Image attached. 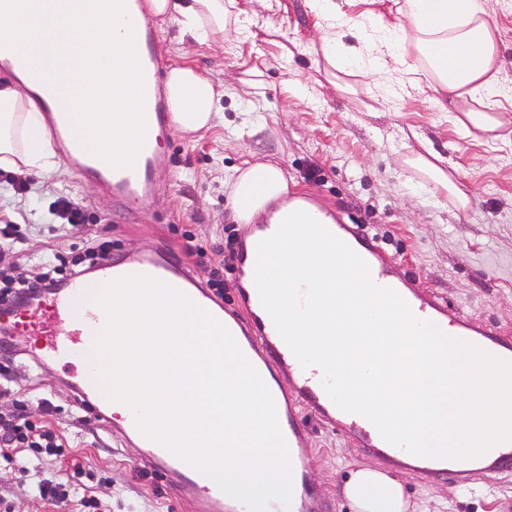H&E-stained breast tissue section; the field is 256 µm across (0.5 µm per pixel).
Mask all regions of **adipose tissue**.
<instances>
[{
	"mask_svg": "<svg viewBox=\"0 0 512 512\" xmlns=\"http://www.w3.org/2000/svg\"><path fill=\"white\" fill-rule=\"evenodd\" d=\"M176 10L183 28L200 44L223 43L230 31L224 0H189L172 6L171 0H150L154 15ZM396 25H383L374 18L362 23L364 40L385 46L392 63L407 56L428 64L430 86L464 100L463 115L480 130L498 127L497 118L483 110L484 100L499 91L501 59L495 27L489 21L483 0H405ZM327 64L339 71L365 73L374 62L362 47L319 37ZM172 119L181 131L209 128L221 115V93L207 74L189 67L173 68L167 80ZM54 174L60 160L52 133L33 100L14 85L0 83V166ZM288 192L283 171L269 163L241 169L231 194L237 223L252 224L262 218L268 203ZM345 494L356 512H407L401 483L385 472L363 467L354 471Z\"/></svg>",
	"mask_w": 512,
	"mask_h": 512,
	"instance_id": "obj_1",
	"label": "adipose tissue"
}]
</instances>
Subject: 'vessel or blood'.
<instances>
[{
	"label": "vessel or blood",
	"mask_w": 512,
	"mask_h": 512,
	"mask_svg": "<svg viewBox=\"0 0 512 512\" xmlns=\"http://www.w3.org/2000/svg\"><path fill=\"white\" fill-rule=\"evenodd\" d=\"M129 18L134 27L137 55L144 76V108L147 124L144 145L134 167L113 168L88 153L81 145L72 152L83 161L84 168L94 174L112 195L117 207L136 202L150 204L158 186V177L165 169V158L158 147L161 134L170 124V114L160 93L163 65L151 52L154 30L144 15L141 0H126ZM276 225L259 226L256 234L240 242L237 248L238 293L243 315L228 319L223 307L186 270L174 268L162 251L145 253L125 263L100 262L99 278L109 282L134 274L156 278L186 295L214 317L222 319L245 357L262 377L273 399L289 396L288 406L277 415L287 445L292 448V482L297 492L289 504H274L271 512H311V466L297 449L301 445L303 422L298 411H314L325 423L352 433L364 451L395 463L408 460L403 448L386 442L376 427L365 417L339 409L322 386V373L300 365L279 335L270 315L263 307L254 281L258 244L273 235ZM329 230L351 247L368 265L373 281L393 289L418 318L437 324L447 335L470 342L486 352L512 361V336L499 328L475 322L447 301L421 293L414 286L412 275L400 272L397 261L389 256L378 240L355 224H330ZM91 283L76 277L67 288L49 295L45 305L50 322L41 342L44 358L57 363L80 364L83 374L76 386L84 409L97 420H111L112 404L103 398L95 377V364L89 351L103 329L106 316L84 297ZM143 459L173 477L172 494L188 506L190 512H246L243 503L229 504L224 493L210 478L202 475L167 448L151 439H143ZM512 466V441L499 443L495 453L471 459H450L444 462H420L416 469L424 477L449 476L460 485H468L477 470L499 472Z\"/></svg>",
	"instance_id": "b4317fda"
}]
</instances>
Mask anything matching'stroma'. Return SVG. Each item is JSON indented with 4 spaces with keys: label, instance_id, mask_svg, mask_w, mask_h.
Returning a JSON list of instances; mask_svg holds the SVG:
<instances>
[{
    "label": "stroma",
    "instance_id": "1",
    "mask_svg": "<svg viewBox=\"0 0 512 512\" xmlns=\"http://www.w3.org/2000/svg\"><path fill=\"white\" fill-rule=\"evenodd\" d=\"M402 2L336 0L345 23L332 34L355 43L354 23L363 14L393 24ZM487 9L499 32L504 89L494 101L504 124L469 133L455 122L454 99L435 101L427 78L408 66L331 75L316 50L325 23L309 0H232L236 31L220 48L192 43L177 15L152 17L155 54L166 68L187 64L214 78L223 93V123L196 133L171 130L161 146L169 167L147 208L114 209L97 180L66 161L52 177L27 174L30 189L22 198L0 174V226L17 228L13 247L0 250V268L18 264L32 277L43 272V258L76 252L80 234L52 214L57 198L68 195L83 205L91 233L116 243L113 260L162 246L177 266L206 281L209 272L188 255L186 241L224 246L230 224L245 235L246 226L232 218L233 179L246 164L270 162L285 173L290 195L314 196L324 213L367 225L420 291L478 321L512 327V0H487ZM394 79L405 84L401 99L379 105ZM420 154L441 158L468 195L467 207L424 181L410 164ZM313 166L319 173L311 180ZM10 371L27 377L28 396H49L62 406L48 422L63 452L18 448L12 461L0 459V499L9 512H83L41 497L36 484L43 479L69 482L78 497L96 499L105 512H187L167 494L162 475L145 468L137 440L103 421L74 424L81 413L72 390L77 367L30 358L13 362ZM301 417L323 512H354L343 485L352 471L378 466V459L315 413ZM21 464L30 470L24 480ZM388 473L417 512H512V469L467 486L445 477L427 483L405 468Z\"/></svg>",
    "mask_w": 512,
    "mask_h": 512
}]
</instances>
